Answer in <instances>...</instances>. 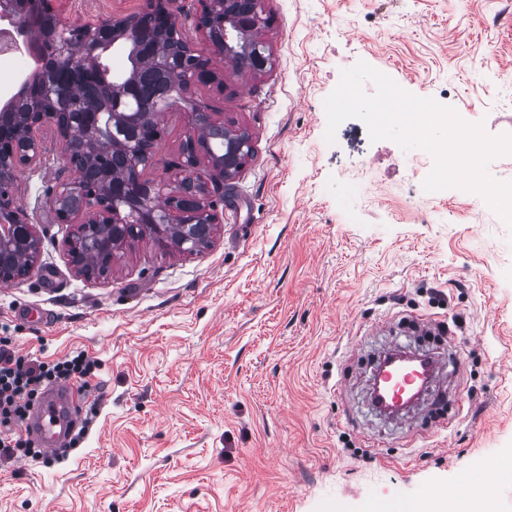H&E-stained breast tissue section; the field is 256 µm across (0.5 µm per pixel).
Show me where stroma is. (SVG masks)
<instances>
[{"instance_id":"1","label":"stroma","mask_w":512,"mask_h":512,"mask_svg":"<svg viewBox=\"0 0 512 512\" xmlns=\"http://www.w3.org/2000/svg\"><path fill=\"white\" fill-rule=\"evenodd\" d=\"M148 0H64L72 18L129 17ZM503 0H261L255 37L272 64L192 88L251 137L209 202L198 254L143 239L103 278L73 269L53 210L72 175L53 131L10 193L40 239L32 278L0 282V326L45 361L83 351L99 412L52 465L0 461V512H369L463 473L473 497L512 512V230L451 187L424 191V149L370 141L343 121L326 143L325 98L364 61L403 90L453 108L487 135L512 134V14ZM144 178L176 179L184 112ZM448 324L427 349L449 361L439 402L404 421L367 397L371 362L403 320Z\"/></svg>"}]
</instances>
